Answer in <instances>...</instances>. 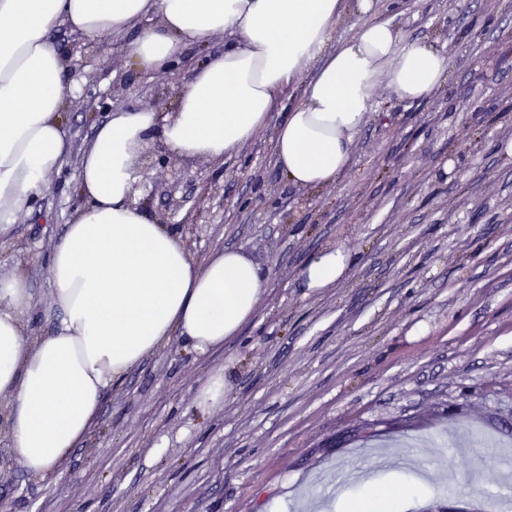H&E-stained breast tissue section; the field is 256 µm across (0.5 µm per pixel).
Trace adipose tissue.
<instances>
[{
	"instance_id": "1",
	"label": "adipose tissue",
	"mask_w": 512,
	"mask_h": 512,
	"mask_svg": "<svg viewBox=\"0 0 512 512\" xmlns=\"http://www.w3.org/2000/svg\"><path fill=\"white\" fill-rule=\"evenodd\" d=\"M373 0H0V240L31 210L64 166L61 130L66 65L52 34L89 38L137 29L127 47L143 69L176 62L218 34L234 39L177 95L174 109L116 111L96 128L79 166L84 200L50 257L56 325L27 336L34 305L27 277L0 272V396L12 459L46 478L67 462L95 423L113 386L172 337L203 354L238 336L265 286L260 268L227 249L196 262L177 232L137 201L140 161L163 141L188 158L223 162L265 127L279 105L278 166L303 187L335 184L374 110L375 91L419 102L448 79L450 59L435 42H405ZM355 36L335 41L343 14ZM312 78L295 81L306 68ZM349 251L316 254L301 270L307 288L333 286Z\"/></svg>"
}]
</instances>
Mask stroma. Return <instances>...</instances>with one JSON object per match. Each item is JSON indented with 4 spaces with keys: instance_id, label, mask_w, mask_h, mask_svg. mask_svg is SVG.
<instances>
[{
    "instance_id": "1",
    "label": "stroma",
    "mask_w": 512,
    "mask_h": 512,
    "mask_svg": "<svg viewBox=\"0 0 512 512\" xmlns=\"http://www.w3.org/2000/svg\"><path fill=\"white\" fill-rule=\"evenodd\" d=\"M406 40H437L448 81L400 102L386 87L335 185L289 182L274 133L286 109L216 164L147 149L137 202L205 261L227 248L260 266L266 288L240 336L207 356L172 338L112 389L66 468L34 480L10 457L0 424V500L9 512H335L329 488L360 465L374 483L410 468L359 456L398 449L426 469L403 512H491L512 458V0H375ZM70 83L63 171L0 248L24 273L26 333L53 328L48 257L80 202L84 146L111 112H169L203 55L187 48L143 72L129 36L90 41L62 28ZM345 248L348 273L308 289L299 272ZM224 378V404L198 398Z\"/></svg>"
}]
</instances>
